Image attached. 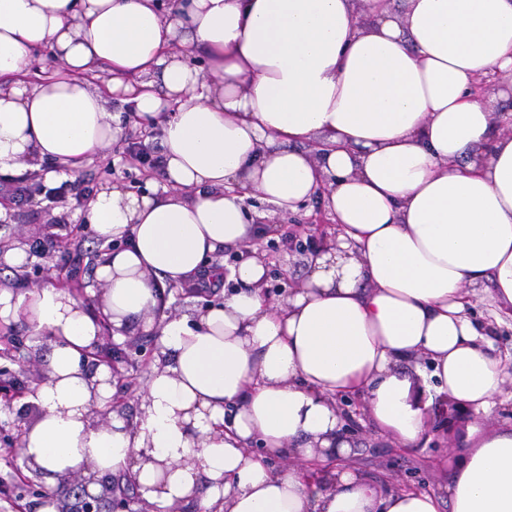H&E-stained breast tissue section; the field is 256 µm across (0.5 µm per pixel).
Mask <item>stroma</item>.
Segmentation results:
<instances>
[{
    "label": "stroma",
    "instance_id": "stroma-1",
    "mask_svg": "<svg viewBox=\"0 0 512 512\" xmlns=\"http://www.w3.org/2000/svg\"><path fill=\"white\" fill-rule=\"evenodd\" d=\"M124 144L111 146L102 156L87 164L77 175L81 187L97 192L106 182H118L128 190L140 191L148 176L147 170L130 160L124 153ZM88 203L86 197L68 194L65 204L46 205L32 201L23 205H9V222L0 221V235L15 240H35L50 234L67 236L76 233L80 242L76 249H57L50 254L52 266L74 274L76 281L88 287L84 299L91 311H98L99 298L93 297L91 287L96 284V260L101 248L88 225L78 218ZM316 204H309L298 213L279 222V235L273 241L262 242L260 251L269 267V280L276 291L273 301H281L289 288L298 284L307 269V255L288 251L282 242L284 235L300 227H307L316 215ZM492 289L490 281L470 286L472 313L483 322L494 325V340L503 359L512 358V321L496 323L493 307L488 299ZM50 349L48 341L33 344L25 321L0 328V356L11 353L18 358L44 357ZM348 412V432L352 436L356 453L349 462L381 486L398 489L414 488L436 492L446 485L455 469L459 454L465 447L470 427L476 420L471 407H463L451 426L430 422L428 441L418 448H404L375 428L368 415L358 410L355 403L342 405ZM9 501L14 512H43L46 503L39 494L38 485H25L13 467L0 459V501Z\"/></svg>",
    "mask_w": 512,
    "mask_h": 512
}]
</instances>
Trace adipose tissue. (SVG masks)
Returning <instances> with one entry per match:
<instances>
[{
	"mask_svg": "<svg viewBox=\"0 0 512 512\" xmlns=\"http://www.w3.org/2000/svg\"><path fill=\"white\" fill-rule=\"evenodd\" d=\"M42 49L56 66L29 79ZM508 72L512 0H0V174L76 175L125 138L119 91L163 155L162 180L81 213L115 341L159 334L133 419L92 422L114 394L82 366L101 316L0 287V323L51 339L24 455L53 482L132 477L153 512H512V427L472 426L439 492L396 489L348 466L338 405L415 448L435 395L487 415L512 385L467 292L489 280L512 318V134L479 87ZM253 196L336 223L277 304L261 255L224 259L277 230ZM203 272L231 291L157 321L161 290Z\"/></svg>",
	"mask_w": 512,
	"mask_h": 512,
	"instance_id": "obj_1",
	"label": "adipose tissue"
}]
</instances>
